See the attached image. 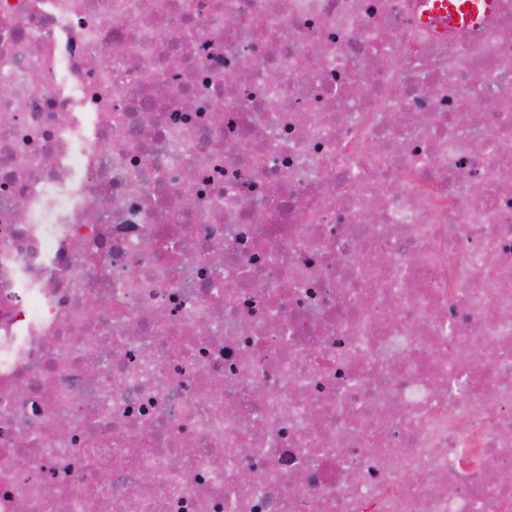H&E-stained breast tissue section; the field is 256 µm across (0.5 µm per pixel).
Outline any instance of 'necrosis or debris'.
<instances>
[{
  "label": "necrosis or debris",
  "instance_id": "obj_1",
  "mask_svg": "<svg viewBox=\"0 0 512 512\" xmlns=\"http://www.w3.org/2000/svg\"><path fill=\"white\" fill-rule=\"evenodd\" d=\"M426 9L0 0V512H512V0ZM494 0H468L463 3L448 1V16L454 23L467 26L480 25L491 13Z\"/></svg>",
  "mask_w": 512,
  "mask_h": 512
}]
</instances>
